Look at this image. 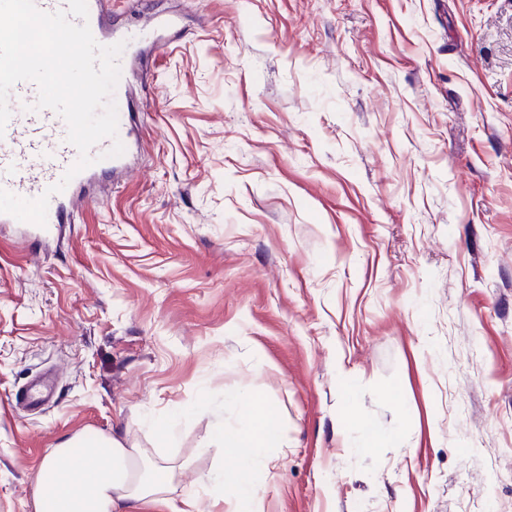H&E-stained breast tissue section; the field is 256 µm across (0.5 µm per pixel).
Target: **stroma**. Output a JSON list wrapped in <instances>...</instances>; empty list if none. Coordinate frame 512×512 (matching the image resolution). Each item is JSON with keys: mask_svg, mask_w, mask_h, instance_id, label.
I'll return each instance as SVG.
<instances>
[{"mask_svg": "<svg viewBox=\"0 0 512 512\" xmlns=\"http://www.w3.org/2000/svg\"><path fill=\"white\" fill-rule=\"evenodd\" d=\"M104 11L179 27L135 65L130 172L60 243L0 224V512L77 434L170 460L208 512L249 395L266 512H512V0ZM53 377L51 374H43L39 376L26 390L21 405L26 407L41 406L48 402L52 392ZM251 407V429L245 433H224V425H220L215 430L217 438L224 441L227 448L261 447L274 440V432L269 424L264 405L261 401L252 398H246Z\"/></svg>", "mask_w": 512, "mask_h": 512, "instance_id": "stroma-1", "label": "stroma"}]
</instances>
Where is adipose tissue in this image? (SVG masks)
<instances>
[{"label": "adipose tissue", "mask_w": 512, "mask_h": 512, "mask_svg": "<svg viewBox=\"0 0 512 512\" xmlns=\"http://www.w3.org/2000/svg\"><path fill=\"white\" fill-rule=\"evenodd\" d=\"M251 428L217 438L237 454L224 472L231 489L232 512H265L254 483L256 473L274 463L259 447L272 442L274 432L261 401L251 400ZM172 467L149 458L143 449L126 446L114 436L65 440L43 459L37 474L33 512H200L197 497L174 502Z\"/></svg>", "instance_id": "adipose-tissue-1"}]
</instances>
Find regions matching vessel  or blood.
Returning <instances> with one entry per match:
<instances>
[{"label": "vessel or blood", "instance_id": "b4317fda", "mask_svg": "<svg viewBox=\"0 0 512 512\" xmlns=\"http://www.w3.org/2000/svg\"><path fill=\"white\" fill-rule=\"evenodd\" d=\"M87 23L97 42L112 41L123 44L119 57L120 67H128L130 59L138 53L141 32L137 29L117 30L104 21V0H87ZM38 88L34 83H18L11 91L8 106L10 119L0 134V188L29 199L48 194V187L64 183L63 191L49 194L47 221L37 227L38 237L48 236L56 224L62 222L78 203L79 190L106 172L126 168V156L108 157L113 140L131 147L134 131L128 123V92L126 80H119L112 99L117 106L118 131L116 139H103L90 151L95 162L77 173L70 182H63L65 172L79 158L75 146L67 142L68 127L64 119L50 109L36 108ZM51 374L39 376L26 390L24 406L47 403L52 392Z\"/></svg>", "mask_w": 512, "mask_h": 512}]
</instances>
